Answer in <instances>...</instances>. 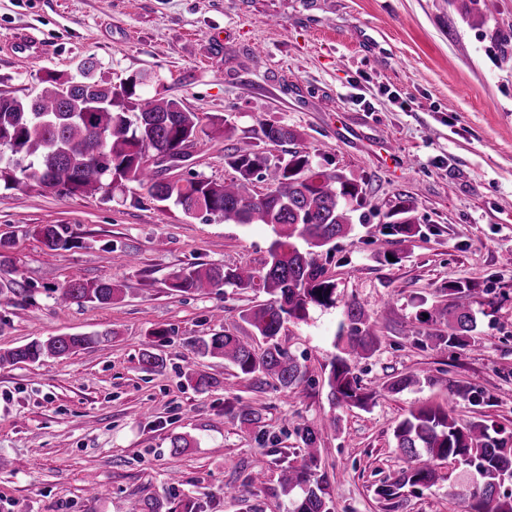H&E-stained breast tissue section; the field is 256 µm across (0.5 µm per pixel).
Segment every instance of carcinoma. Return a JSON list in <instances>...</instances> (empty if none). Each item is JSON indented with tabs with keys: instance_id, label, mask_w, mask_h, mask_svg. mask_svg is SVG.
<instances>
[{
	"instance_id": "cac0c4a2",
	"label": "carcinoma",
	"mask_w": 512,
	"mask_h": 512,
	"mask_svg": "<svg viewBox=\"0 0 512 512\" xmlns=\"http://www.w3.org/2000/svg\"><path fill=\"white\" fill-rule=\"evenodd\" d=\"M451 4L474 21L483 20L496 9V0H451ZM95 68L94 61L86 60L77 77L48 71L41 78V92L31 99L0 94V186L12 189L36 184L52 190L58 184L61 189L57 194L79 196L136 183L157 202L172 201L188 216L204 211L223 217L226 223L271 226L275 238L265 271L196 264L174 275L169 288L197 294L224 285L245 292L264 290L271 296L269 302L242 314L262 340L261 346L239 336L215 333L197 338L194 349L202 357L224 359L239 375L268 377L282 389L297 385L304 375L302 366L282 348L278 335L285 322L305 320L310 305H336V284L314 261L313 249L350 232V204L364 199V187L339 170L313 166L306 151L290 150L275 158L247 143L224 154V164L237 173L229 182L194 172L187 177L165 175L150 157L188 142L195 146L206 139L224 138V123L212 117L203 121L177 98L142 97L137 92V77L117 87L96 81L92 77ZM98 129L112 135L102 140ZM261 135L270 146L297 140L290 127L278 122L263 123ZM263 170L270 172L271 186L257 194L252 179ZM411 211L409 201L396 203L382 243H390V236L415 234L414 225L402 219ZM36 234L50 250L71 247L58 225H42ZM120 292L109 277L93 282L73 277L60 289L57 300L110 304ZM470 292L465 283L450 284L448 301L425 310L428 317L422 322L431 326L425 333V345L462 351L475 345L476 318L459 302ZM97 343L99 339L94 336H54L0 353V364L66 357ZM378 343L377 320L361 304H349L336 334L339 353L331 361L327 378L331 408L368 407L374 393L365 391L353 365L369 356ZM184 376L200 392L221 385L219 379L191 366L186 367ZM423 381L431 383L434 377L429 373L396 376L386 390L398 394ZM227 414L247 426L262 420L261 413L240 398L228 407ZM337 422L333 413L320 429L307 425L297 428L303 445L301 462L288 464L279 474L284 493L300 490L291 499L289 512H327V482L319 474L316 444L322 431L336 428ZM393 438L395 448L410 465L393 482L378 489V495L391 502L392 509L402 505L404 491L419 494L433 486L441 479L439 465L446 462L467 475L465 485L449 487V497L467 501L469 512H512V492L505 489L507 478H512V436L503 437L484 422L461 424L451 409L421 406L409 410L396 424Z\"/></svg>"
}]
</instances>
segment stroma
<instances>
[{
  "label": "stroma",
  "mask_w": 512,
  "mask_h": 512,
  "mask_svg": "<svg viewBox=\"0 0 512 512\" xmlns=\"http://www.w3.org/2000/svg\"><path fill=\"white\" fill-rule=\"evenodd\" d=\"M55 48L14 58V36ZM96 61L95 80L142 77L140 93L175 97L223 117L231 140L202 143L193 170L223 182L227 145L256 143L261 123L294 129L313 165L364 183L350 233L314 256L336 283L335 306L311 307L279 341L304 367L283 390L236 375L192 343L215 332L252 338L243 310L262 292L225 286L206 295L169 288L194 264L263 270L274 237L265 224L185 215L130 183L110 193L61 196L38 186L0 188V352L52 336L109 334L94 348L35 364L0 365V512H131L156 497L181 512H288L281 467L300 463L298 423L329 414L327 378L348 303L379 318L380 342L355 373L374 391L366 410L341 409L319 440L330 512H387L377 490L406 467L392 437L412 408L447 405L460 423L487 421L512 435V0L476 24L448 0H0V92L24 98L45 71L77 74ZM412 204L414 236L379 239L399 199ZM61 225L73 246L48 250L35 230ZM112 278V303L57 305L72 276ZM472 288L465 303L478 325L470 351L425 346L419 299L441 301L448 283ZM27 289L24 297L13 296ZM150 350L161 360L143 369ZM197 365L229 387L200 393L182 372ZM428 371L434 384L388 393L397 375ZM483 403L449 397V384ZM263 416L244 427L224 413L235 398ZM189 448L172 454L173 437ZM262 482H253L255 473ZM106 487L92 498L87 477ZM460 472L399 512H465L449 497ZM238 486L243 501L224 496Z\"/></svg>",
  "instance_id": "35a3bbf8"
}]
</instances>
